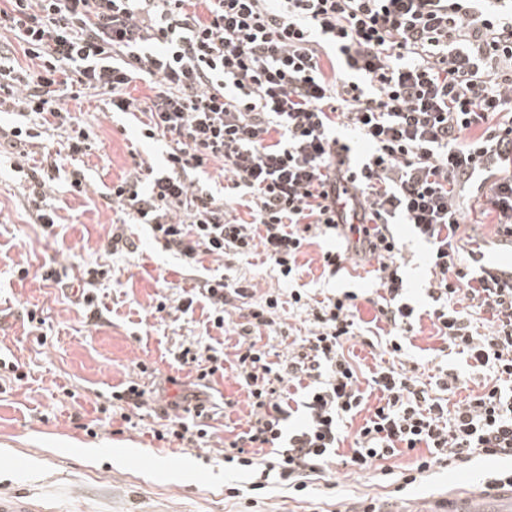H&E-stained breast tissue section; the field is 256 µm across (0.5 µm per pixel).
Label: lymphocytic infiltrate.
Returning <instances> with one entry per match:
<instances>
[{
  "label": "lymphocytic infiltrate",
  "mask_w": 512,
  "mask_h": 512,
  "mask_svg": "<svg viewBox=\"0 0 512 512\" xmlns=\"http://www.w3.org/2000/svg\"><path fill=\"white\" fill-rule=\"evenodd\" d=\"M7 2L0 40L22 43L38 70L23 76L0 55V108L20 101L23 115L62 130L82 155L97 135L72 123L60 97L93 90L109 95L113 111L146 115L141 136L172 141L166 165L138 163L110 195L187 262L259 250L293 277L312 238L343 230L346 252L325 251L322 267L333 274L351 255L376 260L378 313L398 357L417 312L402 298V248L391 227L411 225L431 244L432 324L496 381L452 406L459 374L440 371L433 398L418 377L377 366L369 385L378 403L350 438L342 424L365 401L344 351L358 327L355 294L313 302L295 290L284 302L234 280L205 282L215 328L228 305L248 303L236 361L249 420L225 442L224 462L248 473L252 490H306L346 442L343 464L357 473L420 450L402 477L407 486L475 456L512 457V281L476 272L478 251L462 230L468 194L495 214L497 240L512 239V120H503L512 116V0H203L202 16L193 0ZM138 79L156 82L153 97L130 98ZM341 126L368 145L360 162L337 136ZM215 165L245 199L249 221L212 191L193 190L189 173L205 177ZM459 295L467 309L452 307ZM285 303L311 330L273 363L261 340ZM482 312L492 317L483 334L470 320ZM179 358L197 388L178 395L177 416L155 437L195 448L210 417L200 390L223 374L224 354L186 347ZM302 381L306 421L288 431L290 389Z\"/></svg>",
  "instance_id": "obj_1"
}]
</instances>
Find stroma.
Masks as SVG:
<instances>
[{
    "mask_svg": "<svg viewBox=\"0 0 512 512\" xmlns=\"http://www.w3.org/2000/svg\"><path fill=\"white\" fill-rule=\"evenodd\" d=\"M74 121L91 128L99 145L74 159L64 147L60 131L47 129L28 148L23 169L12 154L0 155V358L19 363L23 380L0 369V494L24 496L40 512H245L250 499L249 475L224 468L222 449L227 439L246 427L247 393L233 369H226L208 396L216 411L210 421L206 449L179 442L161 443L153 432L165 429L168 419L159 408L194 373L178 360L183 347H214L234 361L236 326L243 312L230 309L224 329L208 320L209 304L197 297L192 309L156 312L164 299L202 287L215 275L235 278L257 294L287 296L297 288L315 299L343 291L357 293L360 328L345 344L362 369L360 382L375 365L390 364L386 338L374 318L381 293L377 263L355 258L336 274L324 273L322 254L344 246L341 237L315 238L298 258L300 273L293 282L279 278L262 252L248 256H200L187 264L157 244L144 224L124 227L129 247L112 253V223L120 212L109 189L138 162L160 166L168 140L140 136L133 116L113 114L105 96L62 98ZM85 177L84 193L70 187L72 172ZM49 180L46 204L58 220L53 228L35 224L36 182ZM405 243L407 294L421 316L405 338L404 369L412 371L437 396L434 378L439 370L464 373L467 383L456 401L481 392L489 372L468 368L463 356L447 351L428 316L433 302L427 294L430 279L429 246L406 226L396 228ZM62 276L80 275L85 267L102 266L109 276L98 290V316L87 318L64 288L41 281V266ZM29 268L20 277L19 268ZM37 311L45 325L35 329L27 311ZM276 327L262 341L271 361L299 348L310 325L303 313L280 309ZM46 333L39 344L37 333ZM147 364L152 376L142 375ZM144 385L152 396L141 407H125L124 417L106 418L99 406L113 391L129 383ZM415 453H402L377 463L362 474L340 463L309 476V493L276 486L258 496L259 512H358L364 502L378 506L397 502L416 512L427 499L457 488L486 489L492 473L512 468L510 458H476L451 469H439L410 486L401 476L415 462ZM240 490L230 497L229 488Z\"/></svg>",
    "mask_w": 512,
    "mask_h": 512,
    "instance_id": "stroma-1",
    "label": "stroma"
}]
</instances>
